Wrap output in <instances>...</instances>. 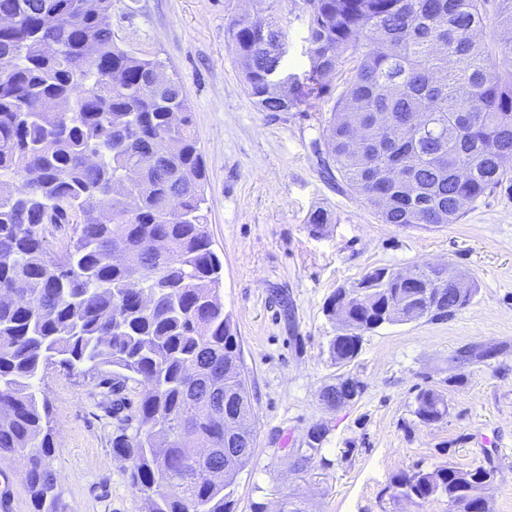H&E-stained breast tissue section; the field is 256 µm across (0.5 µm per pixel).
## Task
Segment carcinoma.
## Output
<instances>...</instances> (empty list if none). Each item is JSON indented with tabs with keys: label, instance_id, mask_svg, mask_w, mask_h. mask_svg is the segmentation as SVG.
Masks as SVG:
<instances>
[{
	"label": "carcinoma",
	"instance_id": "cac0c4a2",
	"mask_svg": "<svg viewBox=\"0 0 512 512\" xmlns=\"http://www.w3.org/2000/svg\"><path fill=\"white\" fill-rule=\"evenodd\" d=\"M0 0L15 26L0 32V459L26 460L32 512H65L50 409L51 365L112 367L142 386L132 434L115 437L147 512H233L254 432H224V416H253L241 346L219 300L223 265L206 216V171L180 82L158 86V62L118 47L112 0ZM487 0H303L307 83L283 75L281 32L244 14L229 30L245 90L264 112H290L321 94L343 56L355 73L336 101L318 158L384 224H456L464 206L512 180V72L487 50ZM512 46V0H498ZM47 16L59 20L43 26ZM424 113L412 126L408 118ZM73 235L49 255L46 234ZM368 272L345 303L351 335L329 345L340 364L385 308L418 303L416 319L464 308L450 283L424 297L423 279ZM430 425L448 414L434 388L415 397ZM313 426L296 466L320 455ZM202 443L210 454L197 456ZM496 470L449 463L403 472L397 496L444 499L482 512Z\"/></svg>",
	"mask_w": 512,
	"mask_h": 512
}]
</instances>
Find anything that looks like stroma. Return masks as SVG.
<instances>
[{
  "label": "stroma",
  "instance_id": "stroma-1",
  "mask_svg": "<svg viewBox=\"0 0 512 512\" xmlns=\"http://www.w3.org/2000/svg\"><path fill=\"white\" fill-rule=\"evenodd\" d=\"M283 34L285 74L309 69L302 0H267ZM250 0H112V32L124 50L160 62L192 106L206 169L208 229L224 263L220 297L239 336L256 431L239 474L235 512L281 500L303 512H448L444 501L394 497L396 475L443 463L494 467L489 512H512V190L466 206L459 223H381L342 181L319 172L313 151L351 65L328 91L291 112L257 108L241 82L228 28ZM329 222L314 227L316 211ZM446 263L475 286L470 303L445 320L387 324L336 364V323L324 306L373 269ZM350 375L361 395L328 406L322 390ZM103 373L52 367L40 387L54 426L51 457L70 512H145L129 486L130 463L112 450L142 388L108 393ZM441 390L447 416L424 425L413 414L420 389ZM327 427L308 468L294 465L314 425ZM492 440L480 444L481 436ZM21 459L0 461V512H32Z\"/></svg>",
  "mask_w": 512,
  "mask_h": 512
}]
</instances>
